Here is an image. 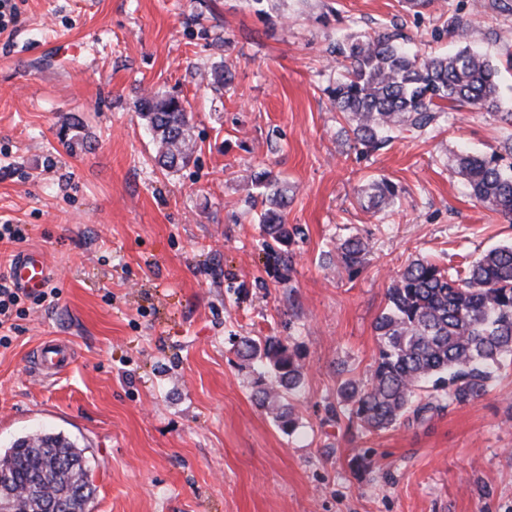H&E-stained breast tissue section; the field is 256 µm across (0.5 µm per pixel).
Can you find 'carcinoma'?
<instances>
[{
    "mask_svg": "<svg viewBox=\"0 0 512 512\" xmlns=\"http://www.w3.org/2000/svg\"><path fill=\"white\" fill-rule=\"evenodd\" d=\"M333 53L344 74L331 98L364 153L383 148L402 130L431 135L456 106L498 107L501 69L467 46L452 55H425L398 30L386 29L350 36ZM136 108L158 145L157 163L170 172L186 167L192 153L184 101L155 92ZM457 174L475 199L512 222V168L466 153L457 159ZM252 184L264 197L265 248L286 267L299 232L286 224L291 189L267 170ZM399 201L392 183L371 185L370 208H393ZM368 248L367 241L349 238L336 246V256L357 272ZM386 301L374 324L377 354L369 377L339 390L348 428L377 432L409 412L418 420L472 404L490 392L497 372L512 365V243L486 251L463 270L414 259L393 279ZM237 353L271 369L259 404L283 432H293L297 419L288 398L303 383L298 356L276 336L243 338ZM93 494L85 449L60 432L21 437L0 453V503L8 512H87Z\"/></svg>",
    "mask_w": 512,
    "mask_h": 512,
    "instance_id": "1",
    "label": "carcinoma"
}]
</instances>
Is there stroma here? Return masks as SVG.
<instances>
[{"label": "stroma", "instance_id": "stroma-1", "mask_svg": "<svg viewBox=\"0 0 512 512\" xmlns=\"http://www.w3.org/2000/svg\"><path fill=\"white\" fill-rule=\"evenodd\" d=\"M0 31V218L25 227L0 263L39 250L59 297L0 347V448L41 429L84 447L91 512H512V366L483 399L380 432L348 431L338 391L376 355L374 322L410 260L460 266L512 241L455 172L462 150L491 155L512 134V71L498 112L464 105L432 137L405 132L362 154L328 94L348 33L402 24L422 52H451L446 30L493 63L512 55V10L438 0H14ZM229 65L230 88L210 72ZM187 103L190 164L169 174L135 103ZM84 125V146L60 132ZM288 183L299 227L290 269L262 247L253 175ZM401 206L367 207L376 180ZM361 237L358 272L336 258ZM284 340L300 355L294 433L260 407V367L237 341ZM48 338L74 348L42 380ZM371 466L357 470L356 457Z\"/></svg>", "mask_w": 512, "mask_h": 512}]
</instances>
